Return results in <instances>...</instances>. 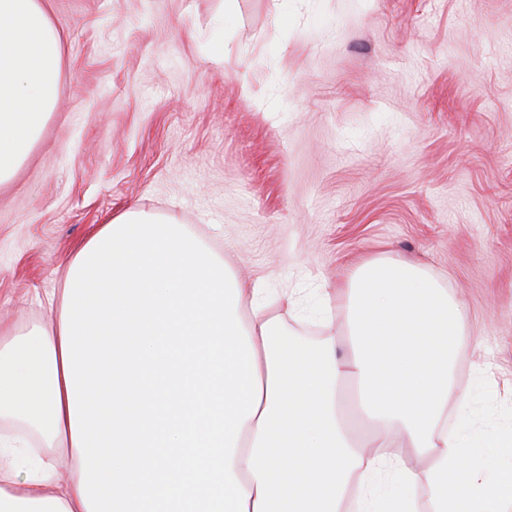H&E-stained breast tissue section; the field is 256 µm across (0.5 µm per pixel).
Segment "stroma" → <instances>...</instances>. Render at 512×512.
<instances>
[{"label":"stroma","instance_id":"35a3bbf8","mask_svg":"<svg viewBox=\"0 0 512 512\" xmlns=\"http://www.w3.org/2000/svg\"><path fill=\"white\" fill-rule=\"evenodd\" d=\"M57 102L0 184V323L54 324L75 252L132 210L240 276L421 265L466 306L453 382L512 431V0H49ZM498 387L493 405L475 392Z\"/></svg>","mask_w":512,"mask_h":512}]
</instances>
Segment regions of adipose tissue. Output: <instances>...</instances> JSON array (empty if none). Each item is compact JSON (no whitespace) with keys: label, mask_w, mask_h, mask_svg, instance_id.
I'll return each instance as SVG.
<instances>
[{"label":"adipose tissue","mask_w":512,"mask_h":512,"mask_svg":"<svg viewBox=\"0 0 512 512\" xmlns=\"http://www.w3.org/2000/svg\"><path fill=\"white\" fill-rule=\"evenodd\" d=\"M60 38L48 0H0V184L57 99ZM262 280L237 278L175 219L129 211L70 260L56 324L0 347V512H512V438L448 429L467 406L450 371L466 311L421 268L358 265L325 292L335 337L307 341L268 314ZM353 380L377 426L353 442ZM70 448L69 471L31 444ZM427 457L418 470L409 449ZM493 458V480L464 449Z\"/></svg>","instance_id":"ef3b65f1"}]
</instances>
